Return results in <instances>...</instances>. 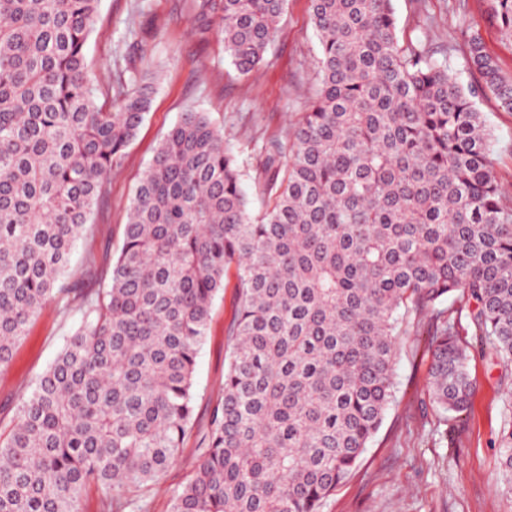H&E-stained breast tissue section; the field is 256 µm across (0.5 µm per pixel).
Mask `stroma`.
<instances>
[{
  "instance_id": "obj_1",
  "label": "stroma",
  "mask_w": 512,
  "mask_h": 512,
  "mask_svg": "<svg viewBox=\"0 0 512 512\" xmlns=\"http://www.w3.org/2000/svg\"><path fill=\"white\" fill-rule=\"evenodd\" d=\"M400 42L431 29L463 86L478 84L459 32L461 19L480 23L487 51L512 78V38L486 24V0H430L422 19L416 0H393ZM319 42L310 0H288L287 12L264 62L240 76L224 52L217 26L202 18L196 0H100L87 57L98 79L131 67L158 78L149 111L121 164L109 177V196L91 211L71 254L63 283L88 280L90 257L116 258L134 191L164 135L184 112L207 113L223 130L246 173L262 159L264 145L286 140L315 97ZM476 106L491 134L495 172L512 193V112L491 91ZM233 288L213 300L208 331L198 351L191 429L177 462L149 498V512H168L169 489L183 483L198 456L228 363L226 329L235 317ZM80 326L75 303L51 300L29 323L8 364L0 367V430H6L36 377ZM469 371L476 388L464 414L437 407L427 391L432 328L420 320L403 337L395 365V395L383 423L323 512H512V473L502 467L498 438L512 421V365L500 363L468 334Z\"/></svg>"
}]
</instances>
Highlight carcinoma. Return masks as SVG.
<instances>
[{"label": "carcinoma", "instance_id": "obj_1", "mask_svg": "<svg viewBox=\"0 0 512 512\" xmlns=\"http://www.w3.org/2000/svg\"><path fill=\"white\" fill-rule=\"evenodd\" d=\"M99 0H0V367L45 302L81 324L0 433V512H112L145 501L194 411L211 306L234 272L229 362L189 478L170 512H322L379 431L400 337L434 328L428 388L445 411L475 392L468 342L512 363V203L475 92L428 35L400 44L392 0H310L319 81L289 142L263 151L249 210L238 158L205 112L160 142L96 288L61 284L94 205L148 112L147 74L91 77ZM241 76L264 61L288 0H200ZM512 37V0H488ZM467 64L502 108L512 80L461 25ZM112 101L107 111L97 97ZM500 460L512 473V423ZM112 500V490L92 488L83 494L79 508L80 512H105L109 508L106 502Z\"/></svg>", "mask_w": 512, "mask_h": 512}]
</instances>
